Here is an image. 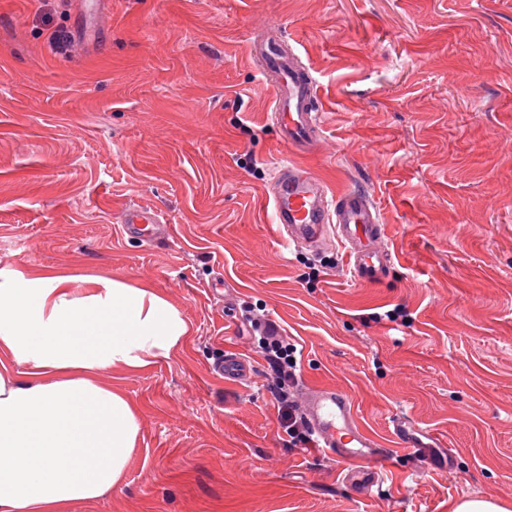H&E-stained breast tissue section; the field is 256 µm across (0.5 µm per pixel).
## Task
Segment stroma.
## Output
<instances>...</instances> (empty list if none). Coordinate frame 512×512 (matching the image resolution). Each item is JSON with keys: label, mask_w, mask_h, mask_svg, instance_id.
Instances as JSON below:
<instances>
[{"label": "stroma", "mask_w": 512, "mask_h": 512, "mask_svg": "<svg viewBox=\"0 0 512 512\" xmlns=\"http://www.w3.org/2000/svg\"><path fill=\"white\" fill-rule=\"evenodd\" d=\"M317 85L315 156L287 151L253 48L270 26ZM66 36L53 46L52 33ZM374 198L393 264L287 246L274 168ZM139 204L170 230L126 235ZM0 269L124 278L193 328L113 374L141 424L120 490L72 512H449L512 503V0H0ZM403 308L402 322L376 321ZM297 347L296 397L334 386L388 453L355 462L282 424L255 316ZM245 357L250 380L212 366ZM437 454L402 450L391 419ZM511 510L493 499L464 498L457 501L450 512H510Z\"/></svg>", "instance_id": "obj_1"}]
</instances>
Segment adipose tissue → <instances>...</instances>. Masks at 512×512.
Returning <instances> with one entry per match:
<instances>
[{
	"instance_id": "obj_1",
	"label": "adipose tissue",
	"mask_w": 512,
	"mask_h": 512,
	"mask_svg": "<svg viewBox=\"0 0 512 512\" xmlns=\"http://www.w3.org/2000/svg\"><path fill=\"white\" fill-rule=\"evenodd\" d=\"M0 270V512H70L121 487L140 432L108 382L169 357L191 327L122 279Z\"/></svg>"
}]
</instances>
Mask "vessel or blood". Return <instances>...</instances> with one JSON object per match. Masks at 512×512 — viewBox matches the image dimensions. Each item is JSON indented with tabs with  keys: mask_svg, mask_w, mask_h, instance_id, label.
Here are the masks:
<instances>
[{
	"mask_svg": "<svg viewBox=\"0 0 512 512\" xmlns=\"http://www.w3.org/2000/svg\"><path fill=\"white\" fill-rule=\"evenodd\" d=\"M260 54L263 80L272 95L271 119L281 143L295 153H312L321 142L323 120L315 106L317 90L310 71L297 64L292 46L280 31L271 32ZM271 198L284 241L310 247L339 242L348 250L356 280L370 284L385 275L392 255L381 244L384 228L369 194L353 189L336 197L329 195L314 173L296 164H284L274 174ZM159 221L156 211L142 206L125 208L120 218L124 231L136 234ZM217 371L225 380L238 383L252 374L249 362L235 354L218 365ZM304 418L330 454L361 462L357 484L364 493L373 494L381 481L376 463L383 450L360 427L351 397L335 387L319 388L309 393ZM393 429L402 447L426 450L424 430L409 419L395 418Z\"/></svg>",
	"mask_w": 512,
	"mask_h": 512,
	"instance_id": "1",
	"label": "vessel or blood"
}]
</instances>
